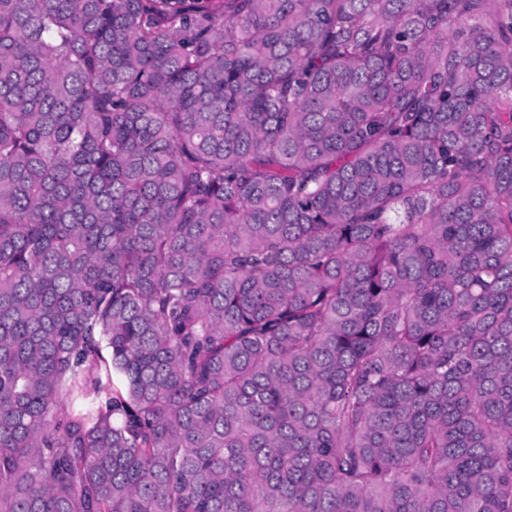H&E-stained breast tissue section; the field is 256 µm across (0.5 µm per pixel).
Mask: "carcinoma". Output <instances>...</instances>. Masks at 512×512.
Returning a JSON list of instances; mask_svg holds the SVG:
<instances>
[{"instance_id": "carcinoma-1", "label": "carcinoma", "mask_w": 512, "mask_h": 512, "mask_svg": "<svg viewBox=\"0 0 512 512\" xmlns=\"http://www.w3.org/2000/svg\"><path fill=\"white\" fill-rule=\"evenodd\" d=\"M0 512H512V0H0Z\"/></svg>"}]
</instances>
